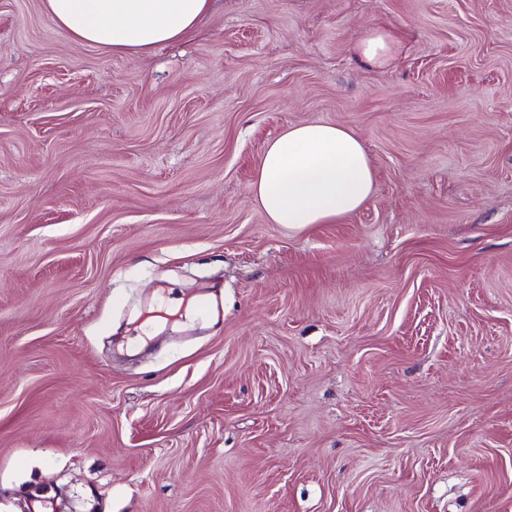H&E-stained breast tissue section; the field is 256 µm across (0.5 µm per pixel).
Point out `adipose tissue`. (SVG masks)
<instances>
[{
    "label": "adipose tissue",
    "mask_w": 512,
    "mask_h": 512,
    "mask_svg": "<svg viewBox=\"0 0 512 512\" xmlns=\"http://www.w3.org/2000/svg\"><path fill=\"white\" fill-rule=\"evenodd\" d=\"M213 0H43L69 40L107 52L150 54L194 33ZM394 29L374 27L353 45L366 64L385 67L400 50ZM374 171L357 134L326 123L290 126L268 143L251 183L266 219L299 230L331 224L372 195Z\"/></svg>",
    "instance_id": "ef3b65f1"
}]
</instances>
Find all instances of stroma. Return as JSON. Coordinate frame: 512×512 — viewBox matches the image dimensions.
I'll return each instance as SVG.
<instances>
[{"instance_id":"1","label":"stroma","mask_w":512,"mask_h":512,"mask_svg":"<svg viewBox=\"0 0 512 512\" xmlns=\"http://www.w3.org/2000/svg\"><path fill=\"white\" fill-rule=\"evenodd\" d=\"M311 122L375 188L291 230L250 186ZM0 512H512V0H215L146 57L0 0ZM352 49L364 63L382 68L401 49V41L394 29L376 26L363 33Z\"/></svg>"}]
</instances>
